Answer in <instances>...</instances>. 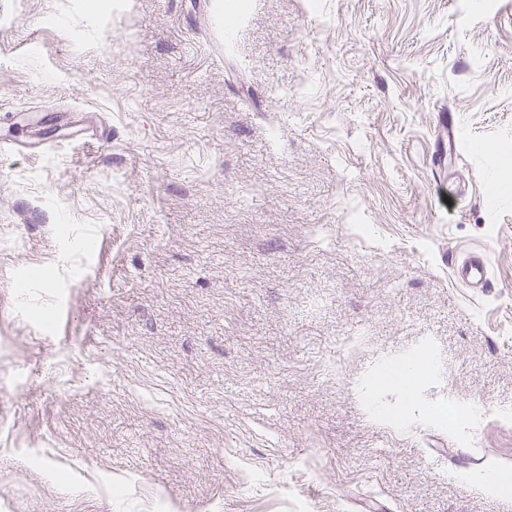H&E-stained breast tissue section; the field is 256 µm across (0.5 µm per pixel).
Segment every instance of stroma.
Here are the masks:
<instances>
[{"label":"stroma","mask_w":512,"mask_h":512,"mask_svg":"<svg viewBox=\"0 0 512 512\" xmlns=\"http://www.w3.org/2000/svg\"><path fill=\"white\" fill-rule=\"evenodd\" d=\"M111 2L0 0V512H512V0ZM451 274L454 282L467 288L473 297H483L488 288H492V266L485 251L475 250L463 254L451 266Z\"/></svg>","instance_id":"obj_1"}]
</instances>
